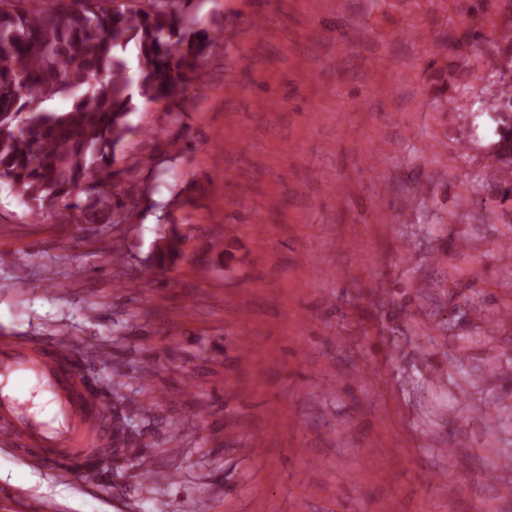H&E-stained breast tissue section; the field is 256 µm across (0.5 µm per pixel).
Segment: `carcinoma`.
Returning a JSON list of instances; mask_svg holds the SVG:
<instances>
[{
    "label": "carcinoma",
    "mask_w": 512,
    "mask_h": 512,
    "mask_svg": "<svg viewBox=\"0 0 512 512\" xmlns=\"http://www.w3.org/2000/svg\"><path fill=\"white\" fill-rule=\"evenodd\" d=\"M205 0H0V183L32 219L52 208L61 224H123L135 217L112 193L117 151L133 126L134 100L179 112L201 59L218 37ZM136 57L128 66L127 50ZM59 99L64 110L53 108ZM498 117L489 165L512 189V90L491 92ZM171 230L153 245L151 267L183 254ZM113 455L140 447L128 417L112 410Z\"/></svg>",
    "instance_id": "cac0c4a2"
}]
</instances>
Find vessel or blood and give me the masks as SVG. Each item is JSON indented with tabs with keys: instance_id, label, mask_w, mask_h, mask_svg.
Instances as JSON below:
<instances>
[{
	"instance_id": "vessel-or-blood-1",
	"label": "vessel or blood",
	"mask_w": 512,
	"mask_h": 512,
	"mask_svg": "<svg viewBox=\"0 0 512 512\" xmlns=\"http://www.w3.org/2000/svg\"><path fill=\"white\" fill-rule=\"evenodd\" d=\"M101 346L87 354L73 351L68 341L49 338L0 340V429L22 440L34 463L52 467L58 457L74 456L109 441L104 416L109 396L86 385L83 371L107 360ZM35 373L54 405L52 421L38 419L11 385Z\"/></svg>"
}]
</instances>
